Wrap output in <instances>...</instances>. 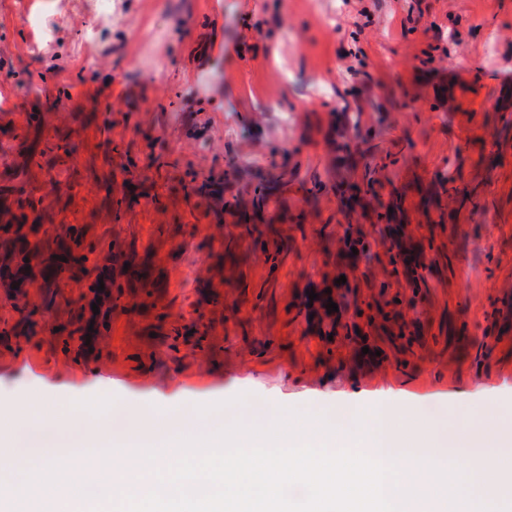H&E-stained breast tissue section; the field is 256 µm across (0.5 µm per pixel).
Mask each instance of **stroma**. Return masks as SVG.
Wrapping results in <instances>:
<instances>
[{"mask_svg":"<svg viewBox=\"0 0 512 512\" xmlns=\"http://www.w3.org/2000/svg\"><path fill=\"white\" fill-rule=\"evenodd\" d=\"M503 75L512 0H0V187L61 177L59 205L30 223L83 227L123 285L101 291L89 338L72 331L83 284H30L25 318L0 287V391L55 406L108 390L148 408L512 407ZM357 133L377 202L348 220L335 186L363 180L344 159ZM271 173L267 210L225 208ZM196 174L212 194L191 193ZM392 223L431 261L414 284L383 249L353 272L336 255L345 228L379 239ZM344 273L342 310L310 303Z\"/></svg>","mask_w":512,"mask_h":512,"instance_id":"1","label":"stroma"}]
</instances>
